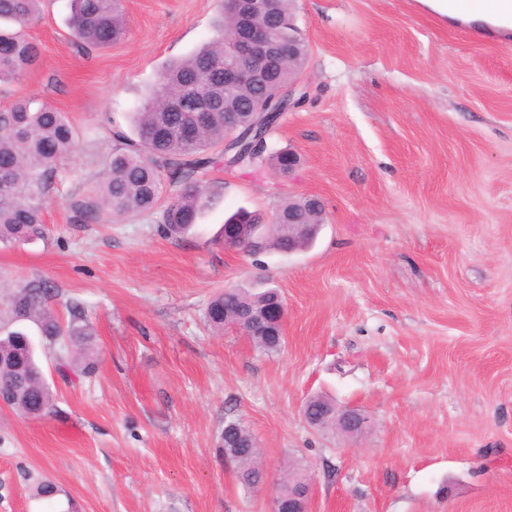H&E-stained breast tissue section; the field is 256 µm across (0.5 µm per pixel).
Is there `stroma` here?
Masks as SVG:
<instances>
[{"mask_svg":"<svg viewBox=\"0 0 512 512\" xmlns=\"http://www.w3.org/2000/svg\"><path fill=\"white\" fill-rule=\"evenodd\" d=\"M69 5L42 0L25 27L37 61L0 86V109L33 96L76 133L47 237L0 247V288L41 278L57 310L82 304L98 364L64 379L38 343L54 406L0 409V512H271L296 465L311 512H512V34L419 0H295L303 96L269 144L300 163L210 168L224 195L175 240L154 214L73 223L70 203L94 193L112 129H129L167 63L214 37L220 0H122L126 35L85 52ZM304 196L325 208L312 247L225 249L232 215ZM267 287L288 310L278 352L208 325L216 293ZM316 395L363 411L364 432L310 426ZM232 418L260 449L254 490L224 458Z\"/></svg>","mask_w":512,"mask_h":512,"instance_id":"1","label":"stroma"}]
</instances>
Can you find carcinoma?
<instances>
[{"label": "carcinoma", "instance_id": "cac0c4a2", "mask_svg": "<svg viewBox=\"0 0 512 512\" xmlns=\"http://www.w3.org/2000/svg\"><path fill=\"white\" fill-rule=\"evenodd\" d=\"M40 0H0V21L13 23L14 29L0 28V84L18 81L37 59L36 46L27 38L24 27L38 10ZM293 0H264V8L252 24L266 29L289 52V60L274 70L269 79L274 86L288 84L308 58L305 41L288 32V17ZM72 36L87 48H102L120 40L126 33L121 0H72ZM216 37L192 55L174 60L164 68L143 104L134 113L132 134L112 132L115 145L100 186L90 197L72 201L76 223L110 222L127 213L151 214L164 202L161 215L163 233L178 239L197 223L223 195V187L206 183L203 175L217 160L230 169L257 162L280 169L286 150H272L268 140L280 113L269 117L259 147L252 139H242L226 155L216 149L224 145L227 119L241 133L254 125V104L272 98L266 80H244L224 87V65L231 55L228 43L233 24L224 12L215 21ZM198 128L187 138L183 128ZM73 127L67 116L45 104L35 105L30 98L14 101L0 110V243L32 242L46 235L44 202L53 188L54 165L73 153ZM166 200H161L162 193ZM300 212L309 224L325 220L321 203L308 198L289 199L276 212L288 220V212ZM288 225L272 230L267 248L288 249ZM275 289L253 293L232 288L219 293L207 309L208 322L224 327V315L236 316L251 309L260 315L259 303ZM57 289L42 279L19 283L0 296V321L8 318L11 327L0 326V386H11L15 395L11 406L30 417H40L54 402L50 386L30 382L44 375L33 337L40 336L58 346L56 369L84 373L79 359L86 358L95 346L96 331L85 309L78 303L67 305L69 318H60L53 307ZM253 344L273 352L282 341L268 335L262 322L253 325ZM224 453L235 463L239 483L252 488L262 481L257 464L259 450L254 436L238 420L224 426Z\"/></svg>", "mask_w": 512, "mask_h": 512}]
</instances>
